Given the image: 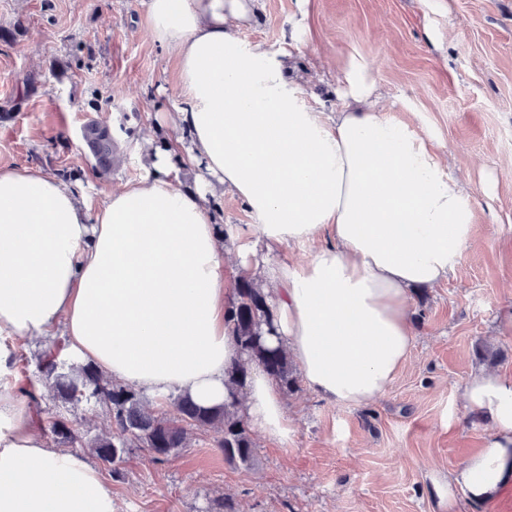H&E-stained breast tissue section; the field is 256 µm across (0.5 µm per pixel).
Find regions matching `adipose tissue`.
I'll use <instances>...</instances> for the list:
<instances>
[{
	"mask_svg": "<svg viewBox=\"0 0 512 512\" xmlns=\"http://www.w3.org/2000/svg\"><path fill=\"white\" fill-rule=\"evenodd\" d=\"M256 0H148L153 40L178 62L179 135L150 148L147 174L92 205L62 179L0 169V337L61 335L65 354L114 381L211 408L229 398L240 348L225 315L224 258L269 295L276 334L310 391L340 405L385 395L411 357L412 292L454 273L470 241L472 193L429 134L389 111L363 63L344 102L316 111L289 63L245 39ZM206 175L181 187L172 154ZM252 221L221 227L218 188ZM308 249L289 264L280 247ZM241 412L284 443L280 385L251 366ZM462 399L489 420L485 447L435 482L491 500L512 483V381L481 372ZM0 512H114L112 489L83 453L48 447L14 393H0Z\"/></svg>",
	"mask_w": 512,
	"mask_h": 512,
	"instance_id": "1",
	"label": "adipose tissue"
}]
</instances>
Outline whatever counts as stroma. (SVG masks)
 <instances>
[{"mask_svg": "<svg viewBox=\"0 0 512 512\" xmlns=\"http://www.w3.org/2000/svg\"><path fill=\"white\" fill-rule=\"evenodd\" d=\"M309 35L296 73L320 112L338 109L351 61L363 62L390 110L430 133L451 174L472 187L474 223L459 272L418 290L417 343L391 389L362 406L285 396L294 432L281 445L255 435L256 464L229 463L213 435L157 464L140 449L122 477L93 460L118 512H439L435 477L485 445L488 420L465 408L476 371L512 380V0H258L242 30L278 50ZM175 57L150 36L146 0H0V168L32 166L98 202L146 170L141 132H178ZM113 120L120 148L98 174L80 139L87 122ZM48 339L14 340L11 376L36 379ZM492 355L479 359L477 347Z\"/></svg>", "mask_w": 512, "mask_h": 512, "instance_id": "stroma-1", "label": "stroma"}]
</instances>
